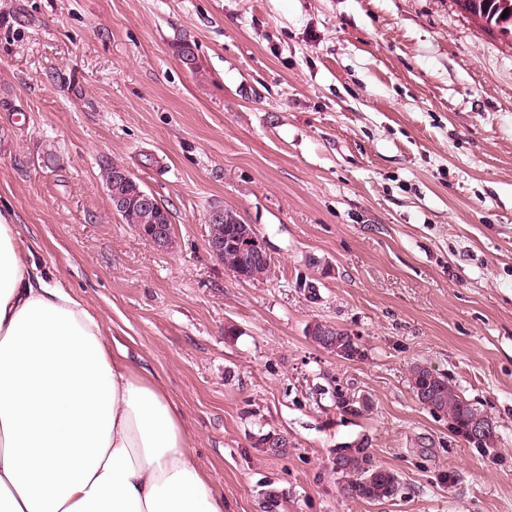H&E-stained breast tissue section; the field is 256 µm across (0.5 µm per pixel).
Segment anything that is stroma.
<instances>
[{"label": "stroma", "mask_w": 512, "mask_h": 512, "mask_svg": "<svg viewBox=\"0 0 512 512\" xmlns=\"http://www.w3.org/2000/svg\"><path fill=\"white\" fill-rule=\"evenodd\" d=\"M107 162L170 210L167 248L113 211ZM214 207L266 276L210 253ZM0 214L163 385L224 512H512V40L456 0H0ZM415 363L494 447L415 400ZM361 440L396 498L346 495ZM310 337L320 348L344 360L360 359L361 344L358 338L349 332L329 324H317L310 332ZM409 387L414 395L422 390H427L435 396L437 411L442 416L448 417L450 428L467 430V436L471 440L482 437L485 428L480 421H476L471 427L469 424L476 416H481L487 425V433L479 440L471 443L478 448H490L497 438V427L491 422V417L482 412L474 403L461 395L456 386L452 385L447 376L440 375L426 366L414 364L409 369ZM428 392H422L414 396L417 402L429 410H434L432 398Z\"/></svg>", "instance_id": "1"}]
</instances>
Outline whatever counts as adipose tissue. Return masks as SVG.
Segmentation results:
<instances>
[{
	"instance_id": "1",
	"label": "adipose tissue",
	"mask_w": 512,
	"mask_h": 512,
	"mask_svg": "<svg viewBox=\"0 0 512 512\" xmlns=\"http://www.w3.org/2000/svg\"><path fill=\"white\" fill-rule=\"evenodd\" d=\"M0 216V512H224L163 386Z\"/></svg>"
}]
</instances>
